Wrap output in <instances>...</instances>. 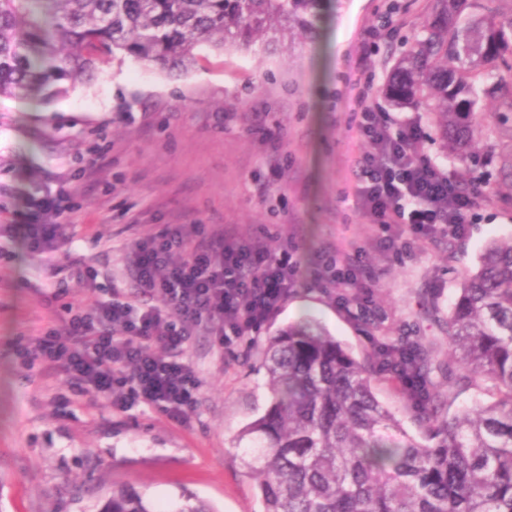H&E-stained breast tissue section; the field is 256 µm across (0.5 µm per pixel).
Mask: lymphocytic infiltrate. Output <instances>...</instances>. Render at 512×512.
Returning <instances> with one entry per match:
<instances>
[{
  "instance_id": "obj_1",
  "label": "lymphocytic infiltrate",
  "mask_w": 512,
  "mask_h": 512,
  "mask_svg": "<svg viewBox=\"0 0 512 512\" xmlns=\"http://www.w3.org/2000/svg\"><path fill=\"white\" fill-rule=\"evenodd\" d=\"M354 131L370 146L355 162L356 207L383 229L407 225L417 238L464 235L476 205L456 179L419 162L415 128L375 109L368 92L351 84ZM64 194L30 199L29 223L0 225V237H21L37 254L69 243L72 211ZM124 260L140 296L113 293L84 308L68 305L59 322L22 348L24 363L65 376L73 395L95 392L112 409H161L180 425L197 404L201 380L183 352L206 332L219 346L254 333L298 286L299 259L292 241L271 252L259 238L191 232L174 227L130 247ZM317 282L339 289L345 307L366 312L356 288L374 277L359 255L329 247L313 261Z\"/></svg>"
}]
</instances>
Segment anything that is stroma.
Masks as SVG:
<instances>
[{
  "label": "stroma",
  "instance_id": "stroma-1",
  "mask_svg": "<svg viewBox=\"0 0 512 512\" xmlns=\"http://www.w3.org/2000/svg\"><path fill=\"white\" fill-rule=\"evenodd\" d=\"M431 0H329L311 43L277 51L208 53L189 74L131 58L106 60L98 77L42 103L0 101V225L28 221L27 201L70 184L71 243L45 256L22 241L0 256V512H100L113 488L130 486L169 508L198 498L214 512H262L241 470L236 437L263 414L269 393L260 351L278 327L311 316L355 356L373 340L441 337L462 273L493 241L512 236V200L495 191L512 153V112L498 120L479 165L466 174L441 154L426 113L392 105L381 88L412 42ZM397 18L376 41L371 68L357 67L369 28ZM370 88L373 106L410 121L419 156L464 176L478 196L464 236L410 240L396 252L353 208V160L365 154L349 125L345 87ZM277 153L282 171L266 164ZM99 162L87 170L90 155ZM206 224L238 237L286 240L305 259L322 247L364 248L373 274L361 289L375 317L363 325L336 292L314 281L295 289L255 336L219 348L193 337L184 356L204 381L189 426L157 408L113 410L105 397H75L63 377L22 369L20 344L54 324L68 303L86 307L131 293L125 250L165 226ZM97 273L83 285L86 268Z\"/></svg>",
  "mask_w": 512,
  "mask_h": 512
}]
</instances>
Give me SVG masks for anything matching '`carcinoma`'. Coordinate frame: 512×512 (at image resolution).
<instances>
[{
    "label": "carcinoma",
    "instance_id": "1",
    "mask_svg": "<svg viewBox=\"0 0 512 512\" xmlns=\"http://www.w3.org/2000/svg\"><path fill=\"white\" fill-rule=\"evenodd\" d=\"M502 0H433L383 89L428 114L443 157L468 166L494 132L477 117L506 90L512 9ZM327 0H0V100H52L121 53L180 74L197 50L275 51L315 34ZM448 375L437 343L382 342L362 358L320 323L269 334L270 403L238 436L263 512H512V238L491 243L448 307ZM408 378L406 410L435 441L409 435L375 393ZM494 396L471 406L472 391ZM101 512H165L118 487Z\"/></svg>",
    "mask_w": 512,
    "mask_h": 512
}]
</instances>
